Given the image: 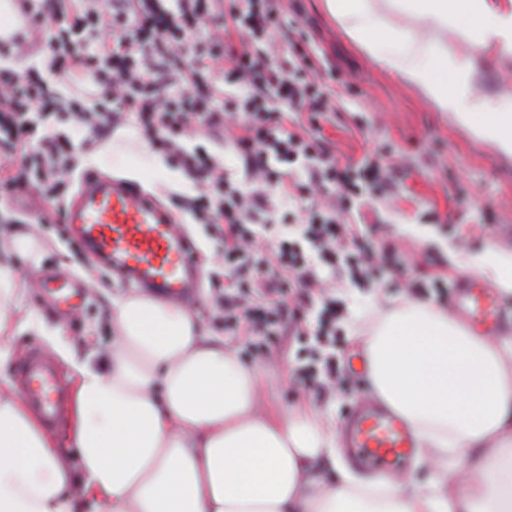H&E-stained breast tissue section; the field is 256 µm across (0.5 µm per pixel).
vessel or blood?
<instances>
[{
  "label": "vessel or blood",
  "instance_id": "vessel-or-blood-1",
  "mask_svg": "<svg viewBox=\"0 0 512 512\" xmlns=\"http://www.w3.org/2000/svg\"><path fill=\"white\" fill-rule=\"evenodd\" d=\"M63 221L74 227L78 242L92 249L122 281L179 302L196 296L201 282L192 246L167 210L128 184L86 177L76 204L66 207ZM39 284L65 309L74 307L81 297L80 288L69 278L44 276ZM452 313L496 336L505 323L506 305L482 283L464 279L455 288ZM17 377L28 404L45 424H53L68 392L52 357L32 350L20 363ZM344 446L361 468L392 474L410 465L417 436L389 406L368 401L347 416Z\"/></svg>",
  "mask_w": 512,
  "mask_h": 512
}]
</instances>
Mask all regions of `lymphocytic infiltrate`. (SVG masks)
Wrapping results in <instances>:
<instances>
[{"instance_id": "obj_1", "label": "lymphocytic infiltrate", "mask_w": 512, "mask_h": 512, "mask_svg": "<svg viewBox=\"0 0 512 512\" xmlns=\"http://www.w3.org/2000/svg\"><path fill=\"white\" fill-rule=\"evenodd\" d=\"M221 2L174 0L169 7L165 0H118L116 9L106 11L97 8L96 0H49L46 10L38 12L22 4L27 23L9 41V49L19 55L31 42H41L51 72L92 81L100 93L90 108L80 96L54 95L39 72L0 67V144L8 149L0 200L30 187L43 201L53 202L69 185L72 144L59 134L37 136L32 110L67 115L93 134L133 115L157 150L202 181L191 209L215 228L224 264L236 282L224 296L225 329L260 344L288 334L328 339L336 334L342 309L323 282L362 287L377 281L381 268L368 249V225L347 222L341 204L324 206L318 198L333 188L342 203L385 188L384 174L370 163H341L320 144L285 130L289 114L326 107L327 101L317 82L308 78L305 57L276 65L262 50L278 0H231L226 9ZM208 21L215 24L208 47L195 52L192 66L182 74V88L168 91L158 61L181 56L187 35ZM235 32L247 33L248 43L239 52L225 50L226 38ZM216 70L225 85L247 90L245 100L232 95L228 101L242 105L236 140L256 179L275 184L283 199L305 206L299 238L275 233L269 249L255 247L259 233L251 212L260 197L242 192L205 150L189 151L179 143L190 135L223 132L230 112L215 109V95L208 89ZM300 160L312 165L305 190L290 183L286 171ZM323 268L328 278L320 277ZM299 284L321 291L316 323L284 315L288 290Z\"/></svg>"}]
</instances>
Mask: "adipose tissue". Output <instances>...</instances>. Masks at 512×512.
Here are the masks:
<instances>
[{
    "instance_id": "ef3b65f1",
    "label": "adipose tissue",
    "mask_w": 512,
    "mask_h": 512,
    "mask_svg": "<svg viewBox=\"0 0 512 512\" xmlns=\"http://www.w3.org/2000/svg\"><path fill=\"white\" fill-rule=\"evenodd\" d=\"M324 6L438 111L512 154V112L471 93L474 54L512 50V11L492 0ZM451 25L473 32L470 56L439 40ZM33 249L29 235L0 238V376L25 292L12 260ZM377 316L369 379L418 435L410 470L361 476L320 410L262 406L259 372L236 349L181 304L132 294L112 305L110 356L75 367L70 447L0 385V512H512V342L414 300Z\"/></svg>"
}]
</instances>
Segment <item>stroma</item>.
Segmentation results:
<instances>
[{"label":"stroma","mask_w":512,"mask_h":512,"mask_svg":"<svg viewBox=\"0 0 512 512\" xmlns=\"http://www.w3.org/2000/svg\"><path fill=\"white\" fill-rule=\"evenodd\" d=\"M280 13L283 25L292 27L293 33L277 39L276 61L283 64L293 54L306 53L332 90L335 103L333 110L322 114L302 113L298 122L290 124V131L324 140L341 162L369 159L389 178L387 190L375 193L368 203L351 202L348 210L350 221L373 226L372 251L384 277L370 288H337L344 318L336 326L335 346L315 343L303 351L284 339L258 355L245 337L225 332L218 298L229 277L221 249L204 225L186 211L188 200L197 193L196 180L152 151L134 122L122 121L94 140L77 122L38 111L32 118L38 135H65L75 148L66 201L74 200L75 187L85 173L108 176L143 166V177L135 181V188L153 183V198L180 217V231L198 245L205 278L192 309L205 329L223 337L244 362L264 372L268 403L291 407L307 399L340 424L360 399L370 395V385L359 383L351 391L331 386L319 392L307 390L295 381V370L330 358L338 373L349 374L350 358L365 353L363 336L378 306L393 305L404 297L434 304L429 280L439 278L453 287L467 267L489 253L512 257V156L499 154L490 143L477 139L452 114L434 110L412 86L364 54L326 11L323 0H281ZM47 62V53L38 44L19 56L0 55V64L22 74L39 71L54 94L71 95L68 80L50 73ZM475 66L477 94L512 109V56L493 45L476 59ZM120 132L134 138L132 153L124 156L106 150ZM183 145L203 146L241 190H255L244 157L223 137L201 136L184 140ZM40 209L47 224L31 223L30 214ZM60 212V205L44 204L31 192L0 203V235L23 229L36 240L35 253L15 263L27 281H34L36 271L45 270L76 278L83 290L74 311L54 310L37 290H30L21 300L19 314L41 319L45 330L20 332L14 358L22 360L34 348L56 355L48 334L57 330L70 350L81 357L93 355L99 362L112 348V301L129 295L130 289L94 253L70 251L71 235L60 222Z\"/></svg>","instance_id":"35a3bbf8"}]
</instances>
